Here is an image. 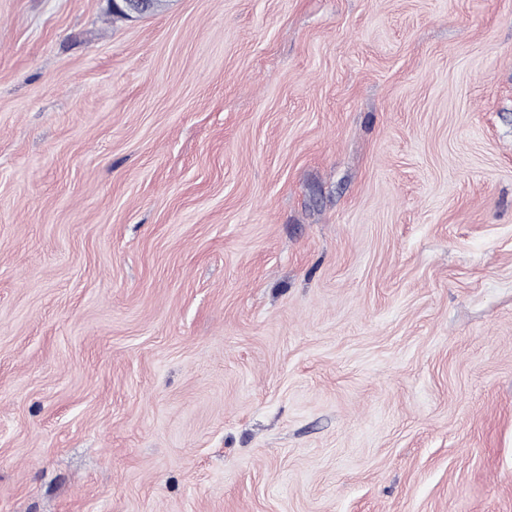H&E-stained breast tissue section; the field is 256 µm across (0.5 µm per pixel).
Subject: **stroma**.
<instances>
[{
	"instance_id": "35a3bbf8",
	"label": "stroma",
	"mask_w": 512,
	"mask_h": 512,
	"mask_svg": "<svg viewBox=\"0 0 512 512\" xmlns=\"http://www.w3.org/2000/svg\"><path fill=\"white\" fill-rule=\"evenodd\" d=\"M0 512H512V0H0Z\"/></svg>"
}]
</instances>
